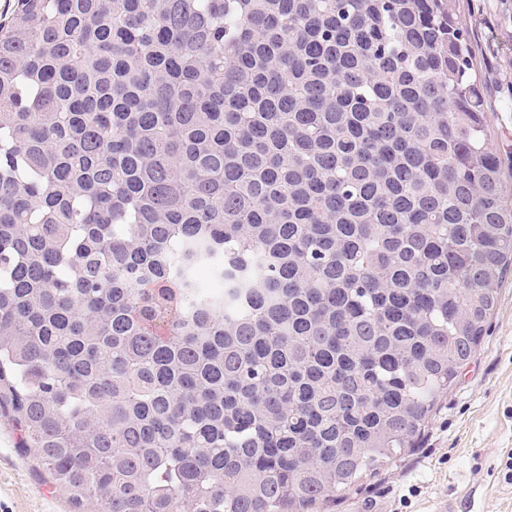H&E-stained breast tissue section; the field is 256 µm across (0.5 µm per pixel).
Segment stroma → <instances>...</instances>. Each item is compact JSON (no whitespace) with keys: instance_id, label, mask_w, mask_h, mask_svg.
I'll return each instance as SVG.
<instances>
[{"instance_id":"stroma-1","label":"stroma","mask_w":512,"mask_h":512,"mask_svg":"<svg viewBox=\"0 0 512 512\" xmlns=\"http://www.w3.org/2000/svg\"><path fill=\"white\" fill-rule=\"evenodd\" d=\"M491 140L512 201V0H460ZM0 416V512H73ZM512 271L489 328L445 396L418 448L348 495L336 512H512Z\"/></svg>"}]
</instances>
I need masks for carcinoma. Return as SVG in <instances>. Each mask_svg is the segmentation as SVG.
Returning a JSON list of instances; mask_svg holds the SVG:
<instances>
[{"instance_id": "cac0c4a2", "label": "carcinoma", "mask_w": 512, "mask_h": 512, "mask_svg": "<svg viewBox=\"0 0 512 512\" xmlns=\"http://www.w3.org/2000/svg\"><path fill=\"white\" fill-rule=\"evenodd\" d=\"M511 267L457 0L0 26V411L78 505L336 512L417 448Z\"/></svg>"}]
</instances>
